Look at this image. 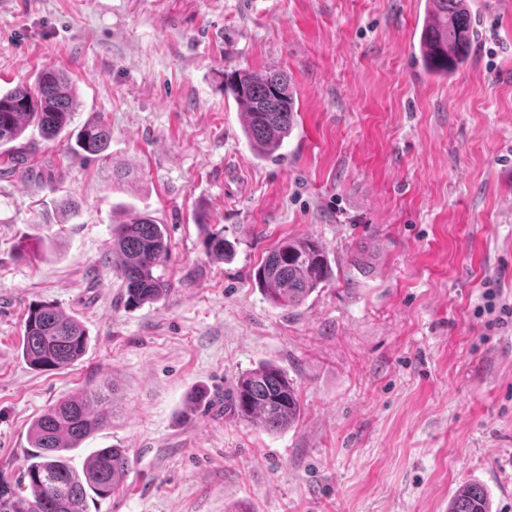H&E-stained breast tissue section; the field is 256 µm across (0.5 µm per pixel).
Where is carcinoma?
I'll return each instance as SVG.
<instances>
[{"label": "carcinoma", "mask_w": 512, "mask_h": 512, "mask_svg": "<svg viewBox=\"0 0 512 512\" xmlns=\"http://www.w3.org/2000/svg\"><path fill=\"white\" fill-rule=\"evenodd\" d=\"M478 32L471 23L468 0H425L419 31L420 64L435 78L451 76L468 57ZM244 116V130L254 153L277 159L295 128L296 101L288 78L276 71L236 72L227 76ZM77 106L70 78L54 68L41 70L29 86L19 83L0 90V157L14 158L11 143L27 127L35 126L53 140L66 129ZM112 139L109 125L99 120L79 131L66 153L89 156L105 152ZM207 255L226 260L233 245L218 231L208 235ZM112 253L125 284V303L136 307L163 299L168 283L157 273L170 253L166 225L136 214L112 228ZM334 278L330 260L319 241L290 238L275 246L254 271V279L268 301L291 311ZM88 336L82 323L57 305L33 302L28 306L20 350L23 359L39 370H62L86 352ZM107 389L84 390L58 399L32 423L29 439L36 451L26 458L20 477L0 473V512H86L90 495L107 499L125 481L129 458L124 448H98L82 472L70 452L108 424L112 417ZM238 418L271 433L288 429L300 415L298 391L288 375L271 363L243 374L224 396ZM448 512H490L483 485L468 483L452 496Z\"/></svg>", "instance_id": "cac0c4a2"}]
</instances>
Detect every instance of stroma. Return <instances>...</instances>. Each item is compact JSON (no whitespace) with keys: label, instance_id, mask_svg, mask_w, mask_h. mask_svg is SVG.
Returning a JSON list of instances; mask_svg holds the SVG:
<instances>
[{"label":"stroma","instance_id":"obj_1","mask_svg":"<svg viewBox=\"0 0 512 512\" xmlns=\"http://www.w3.org/2000/svg\"><path fill=\"white\" fill-rule=\"evenodd\" d=\"M423 4L0 0V89L50 66L81 99L65 136L27 128L0 174L1 473L20 476L37 416L108 383L112 420L72 465L117 446L130 470L87 512H448L470 482L512 512V317L482 309L489 285L512 308V0H470L482 37L447 79L414 64ZM235 70L287 75L281 161L245 139ZM99 118L106 158L68 154ZM130 212L170 236V291L137 308L112 260ZM217 231L229 260L205 251ZM287 237L318 240L335 272L290 313L252 277ZM34 301L86 329L67 369L21 355ZM263 362L300 396L278 434L214 408Z\"/></svg>","mask_w":512,"mask_h":512}]
</instances>
